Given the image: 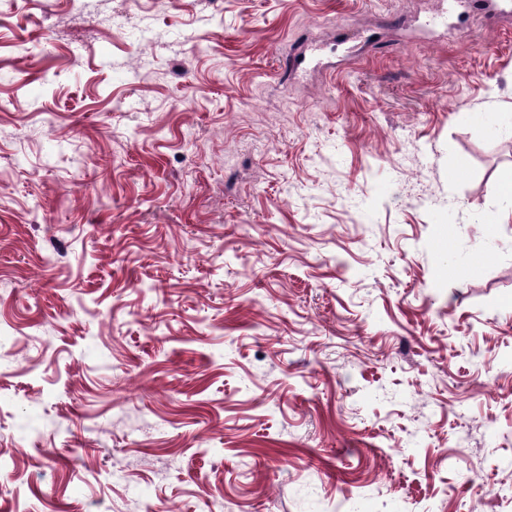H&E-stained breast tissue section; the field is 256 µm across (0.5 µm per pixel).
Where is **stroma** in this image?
<instances>
[{
  "label": "stroma",
  "instance_id": "obj_1",
  "mask_svg": "<svg viewBox=\"0 0 512 512\" xmlns=\"http://www.w3.org/2000/svg\"><path fill=\"white\" fill-rule=\"evenodd\" d=\"M0 6V512H512V17Z\"/></svg>",
  "mask_w": 512,
  "mask_h": 512
}]
</instances>
